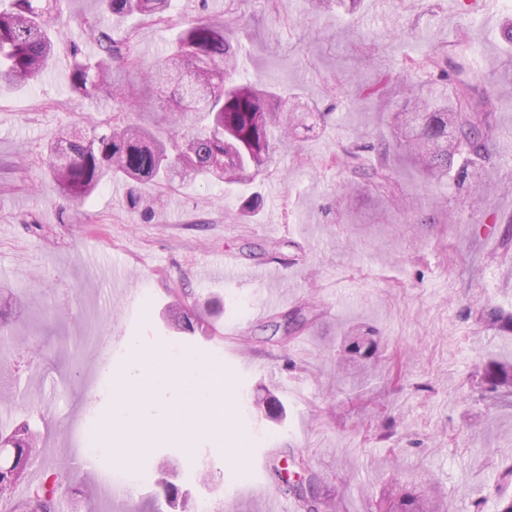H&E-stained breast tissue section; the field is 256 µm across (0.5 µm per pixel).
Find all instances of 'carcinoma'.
<instances>
[{
	"instance_id": "obj_1",
	"label": "carcinoma",
	"mask_w": 512,
	"mask_h": 512,
	"mask_svg": "<svg viewBox=\"0 0 512 512\" xmlns=\"http://www.w3.org/2000/svg\"><path fill=\"white\" fill-rule=\"evenodd\" d=\"M56 0H7L0 7V84H26L43 72L54 54L51 29ZM100 10L113 18L143 14L158 19L173 6V0H99ZM100 47L95 55L73 48L70 89L80 101L94 100L107 91L113 100L126 104L156 87L174 88L172 98L179 109L180 124L167 142L151 131L121 119L97 122L86 132L60 137L51 146L48 167L61 194L78 201L107 180L120 179L128 185L133 211L154 217L158 209L156 190L187 180L224 179L229 183L255 180L266 171L279 142L275 132L290 131L306 124L311 113L300 102L287 103L272 91L230 78L236 72L231 36L222 22L196 19L187 23L176 47L146 68V79L138 85L118 78L117 61L128 60L124 44L105 32H90ZM440 46L419 58L404 62L399 77L409 88L407 112L394 114L393 131L411 161L429 176L449 169L457 155L478 159L489 156L495 137L489 121L492 96L478 92L479 73L460 63L455 77L442 67ZM440 73L427 81L429 92L415 79ZM345 166L352 177L363 179L381 193L391 192L392 177L384 157L366 165L357 152L346 153ZM200 316L184 306L173 320L178 329L194 333ZM485 323L512 331V315L491 311ZM378 342L372 333L352 330L344 339L341 358L366 365L376 354ZM478 400L493 407L512 404V365L488 360L479 370ZM7 440L14 442L16 461L11 469L0 467V502L8 500L7 512H63L56 483L19 497L16 490L38 462L41 449L31 443L25 424L11 428ZM292 466L304 472L305 483L285 486L301 512H321L330 506L319 493L320 477L304 460L291 458ZM512 465L502 467L494 483L472 499L469 512H483L488 499L496 501L497 512H512ZM377 512H444L436 487L424 483L410 488L392 484L380 500Z\"/></svg>"
}]
</instances>
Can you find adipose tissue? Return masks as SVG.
Returning <instances> with one entry per match:
<instances>
[{"instance_id":"1","label":"adipose tissue","mask_w":512,"mask_h":512,"mask_svg":"<svg viewBox=\"0 0 512 512\" xmlns=\"http://www.w3.org/2000/svg\"><path fill=\"white\" fill-rule=\"evenodd\" d=\"M134 371L127 380L137 398L126 405L120 419L124 435L142 440L156 423H164L169 435H181L190 412L199 410L219 393L218 375L212 368L183 361L170 368L158 367L140 353L133 356Z\"/></svg>"}]
</instances>
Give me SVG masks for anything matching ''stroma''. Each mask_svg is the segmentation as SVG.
<instances>
[{
	"instance_id": "stroma-1",
	"label": "stroma",
	"mask_w": 512,
	"mask_h": 512,
	"mask_svg": "<svg viewBox=\"0 0 512 512\" xmlns=\"http://www.w3.org/2000/svg\"><path fill=\"white\" fill-rule=\"evenodd\" d=\"M236 24L237 79L302 97L313 130L280 144L252 184L187 181L162 190L152 220L134 213L123 182L68 204L47 173L48 147L66 128L118 115L152 125L164 93L126 108L69 90L72 47L97 53L89 28L129 41L136 79L167 54L197 16ZM59 42L49 67L19 88L0 86V296L17 310L0 336V417L28 420L42 450L26 490L56 476L62 497L82 489L85 512H296L273 460L304 458L339 512H375L394 481H428L450 512L512 463V406L485 408L469 392L481 360L512 361V333L481 315L512 313V42L504 0H361L356 11L316 10L311 0H174L163 20L103 16L98 0H60ZM465 58L497 99L496 145L470 182H436L407 159L390 115L407 93L381 85L436 39ZM389 147L393 191L346 190V152L376 162ZM258 198L255 216L242 209ZM189 305L220 303L213 338L174 330L178 292ZM350 327L380 339L367 368L342 364ZM175 355L224 374V397L190 430L148 443L113 441L132 353ZM275 396L281 419L265 417ZM225 448H242L230 463ZM130 465L141 481L128 498L92 481ZM181 486L187 504L166 501Z\"/></svg>"
}]
</instances>
